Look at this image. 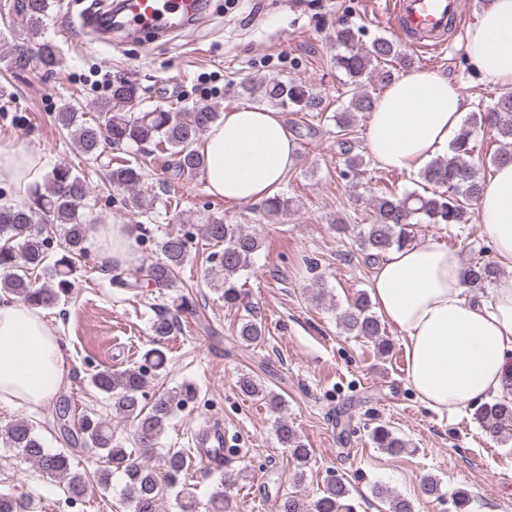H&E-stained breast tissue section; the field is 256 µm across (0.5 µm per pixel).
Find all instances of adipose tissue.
<instances>
[{
	"label": "adipose tissue",
	"mask_w": 512,
	"mask_h": 512,
	"mask_svg": "<svg viewBox=\"0 0 512 512\" xmlns=\"http://www.w3.org/2000/svg\"><path fill=\"white\" fill-rule=\"evenodd\" d=\"M464 50L480 82L512 88V0H488L464 33ZM467 110L448 76L413 72L378 98L365 132L380 167L414 173L447 155ZM207 191L232 203L271 195L293 166L297 145L284 115L242 106L224 112L205 132ZM42 155L0 146V183L26 189ZM478 220L496 261L512 267V162L496 166L477 201ZM134 224H102L90 245L100 276L137 263ZM458 250L426 237L373 260L371 299L403 334L406 374L416 396L437 413L456 412L503 395L512 378V277L489 297L463 282ZM66 345L42 312L0 295V402L28 407L55 396L67 376Z\"/></svg>",
	"instance_id": "ef3b65f1"
}]
</instances>
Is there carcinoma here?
Segmentation results:
<instances>
[{
    "label": "carcinoma",
    "instance_id": "cac0c4a2",
    "mask_svg": "<svg viewBox=\"0 0 512 512\" xmlns=\"http://www.w3.org/2000/svg\"><path fill=\"white\" fill-rule=\"evenodd\" d=\"M52 0H17L16 10L25 17L32 35L43 30L44 19ZM338 52L333 57L337 70L348 78L351 97L343 111L336 113L338 132L352 129L356 114L370 112L374 96L366 89L364 79L376 78L381 83L394 79L396 68L406 69L412 58L401 43L388 37H378L370 45L359 44L358 32L343 26L336 32ZM7 66L16 71L39 62L52 70L58 64V49L50 41L40 43L38 53L23 57L18 44L7 51ZM241 94L256 97L274 106L292 105L300 112L322 111V101L309 89L297 82L277 79L260 83L245 82ZM138 98V87L127 81L112 84L110 95L97 105V118L81 119L78 109L63 105L55 113L54 121L67 131L75 145L85 155L102 157L107 146H153L171 157L168 167L178 175L193 176L204 170L205 160L195 144L208 128L221 117L215 106H200L189 112L156 108L149 111L127 112L125 107ZM468 128L458 137L450 154L433 159L420 173L421 190L402 195L385 193L372 199V220L359 230L357 242L368 259L394 247L401 248L415 239L419 224L463 225L472 222V206L484 188L480 177L481 166L512 162V90H505L486 109L471 114ZM496 131L499 148L485 159L475 138L481 128ZM338 145L345 155L343 176L357 172L364 158L353 153L349 141L340 139ZM109 182L128 191L121 200L124 209L134 214H145L153 208V200L139 192L144 173L141 168L120 164L108 169ZM89 189L85 179L67 165L54 167L44 177V183L31 190L29 201L23 204L0 205V292L31 307L45 309L67 296L76 282L81 261L87 258L86 246L89 220L87 208ZM291 199L281 193L265 198L261 208L268 215L284 214L290 210ZM55 226L58 235L56 258L48 260L52 239L44 233V225ZM204 236L216 250L208 256L217 269L212 278L214 288L221 291L224 303L237 307L244 298L238 286L240 274L251 267V259L259 249V239L244 232L238 224H226L224 219L201 217ZM191 233H170L155 243L159 257L151 263L131 265L117 270L113 284L119 288L135 290L145 281L159 290L178 287L179 271L189 257ZM38 271L41 284L32 281L29 271ZM500 275L497 264L480 250L464 264V280L468 287L483 290ZM339 325L355 336L373 340L377 348L386 351L389 342L378 317L372 311L369 296L358 294L354 301L338 312ZM178 327V320L159 316L152 324L154 336L161 339ZM237 336L242 343L258 345L265 339V325L254 314L240 323ZM89 381L106 395L112 411L130 422L133 427L135 449L124 448L122 440L114 436L112 424L100 417L83 414L74 417L68 405L58 409L59 430L66 443L81 444L105 452L107 467L96 472L99 484L108 486L112 473L125 477L124 505L129 512H155L160 483L156 470L139 462L135 450L148 452L159 444L166 423L174 410L197 399V388L183 384L177 391L162 394L146 401L147 376L143 368L123 370L105 367L90 374ZM238 386L247 395L262 396L274 410L281 408L279 395L266 391L252 376L239 378ZM475 419L486 432L497 438L512 427V399L503 397L479 405ZM278 440L300 464L308 461L306 448L297 432L284 418L276 425ZM0 440L18 449L25 461L41 472L64 480L71 498H80L86 488V475L74 470L71 456L65 452H51L44 448L34 428L20 420L0 432ZM375 447L390 455H399L407 443L384 425L371 432ZM187 467V457L180 450L169 451L163 457L162 469L166 486L180 483ZM351 491L341 480L332 481L323 494L307 499L289 494L280 499L277 512H354L350 503Z\"/></svg>",
    "mask_w": 512,
    "mask_h": 512
}]
</instances>
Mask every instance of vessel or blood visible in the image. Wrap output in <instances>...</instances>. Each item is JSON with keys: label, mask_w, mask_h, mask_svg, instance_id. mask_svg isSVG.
<instances>
[{"label": "vessel or blood", "mask_w": 512, "mask_h": 512, "mask_svg": "<svg viewBox=\"0 0 512 512\" xmlns=\"http://www.w3.org/2000/svg\"><path fill=\"white\" fill-rule=\"evenodd\" d=\"M198 13L196 0H121L118 25L127 32L189 29ZM465 16L464 0H393L388 14L393 34L425 51L444 48L450 27Z\"/></svg>", "instance_id": "b4317fda"}]
</instances>
